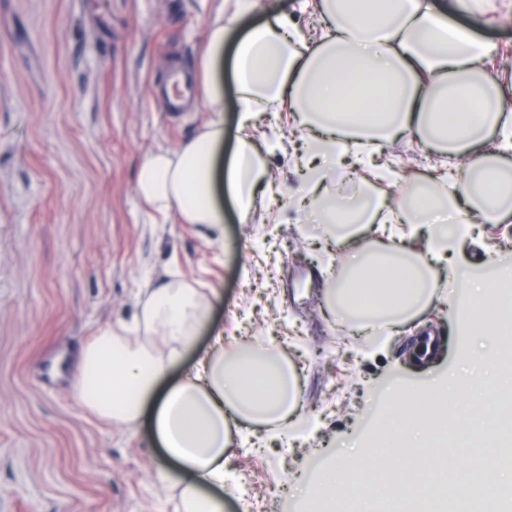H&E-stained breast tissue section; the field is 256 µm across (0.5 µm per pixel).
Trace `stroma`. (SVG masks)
Here are the masks:
<instances>
[{"label":"stroma","mask_w":512,"mask_h":512,"mask_svg":"<svg viewBox=\"0 0 512 512\" xmlns=\"http://www.w3.org/2000/svg\"><path fill=\"white\" fill-rule=\"evenodd\" d=\"M217 0H0V512H174L161 481L175 467L148 426L99 420L79 401L76 357L99 329L133 321L137 293L179 280L203 289L224 350L271 347L300 382L305 426L234 428L224 463V512H326L321 477L350 445L372 447L390 388H427L471 356L467 289L439 268L448 297L387 341L352 336L327 313L347 247L292 203L302 139L287 112L263 113L248 135L269 168L272 196L248 219L160 220L136 193L139 166L212 118L196 97L164 108L165 74L195 77ZM499 55L488 71L512 84V0L459 14ZM394 175L377 196L396 202L455 156L403 133L382 154ZM476 272L512 265V222L480 225ZM442 349L419 366L422 334Z\"/></svg>","instance_id":"35a3bbf8"}]
</instances>
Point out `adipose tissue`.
<instances>
[{
	"instance_id": "1",
	"label": "adipose tissue",
	"mask_w": 512,
	"mask_h": 512,
	"mask_svg": "<svg viewBox=\"0 0 512 512\" xmlns=\"http://www.w3.org/2000/svg\"><path fill=\"white\" fill-rule=\"evenodd\" d=\"M225 3L230 12L209 28L197 80L214 117L195 138L174 150L158 149L142 164L136 182L141 200L161 216L177 214L184 224L220 226L226 198L247 216L267 173L245 132L258 113L290 109L309 132L307 205L330 237L353 244L343 278L325 297L329 311L368 334L392 335L434 296L435 267L455 255V277L473 301L471 335L499 340L501 325L512 326V294L502 291L512 285V266L498 267L488 280L461 256L474 225L512 217V88L484 68L498 44L454 25L446 0H292L286 9L273 0ZM310 9L320 12L327 31L309 44L296 17ZM256 11L264 12L263 22L238 31V22ZM229 41L240 136L224 158L217 68ZM405 132L418 133L437 153L456 154L466 164L461 176L440 173L389 206L370 192L373 181L388 174L372 157ZM489 133L499 136L494 151L471 157ZM348 158L371 172L351 199L343 193ZM371 224L382 235L392 224L427 226L425 248H409L403 237L386 249L363 240ZM139 306L137 342L106 328L80 352L79 399L99 418L131 429L149 418L156 441L179 470L172 481L178 512H224L219 489L231 428L268 422L294 427L295 372L271 348L225 355L224 329L208 325V301L197 289L175 283L149 288ZM204 326L210 329V351L177 384L159 391L161 379ZM155 335L163 337L168 352L154 348ZM490 365L477 351L429 392L391 394L400 411L388 430L389 445L398 454L383 469L387 476L408 481L403 459L439 464L445 448L463 462L453 471L439 464L426 512H445L441 495L450 488L466 499L473 481L490 496L472 512H512V427L498 420L506 398L500 394L488 404L466 389L484 379ZM448 403L456 405L459 421L475 411L486 419L482 444L488 455L449 448L442 412Z\"/></svg>"
}]
</instances>
